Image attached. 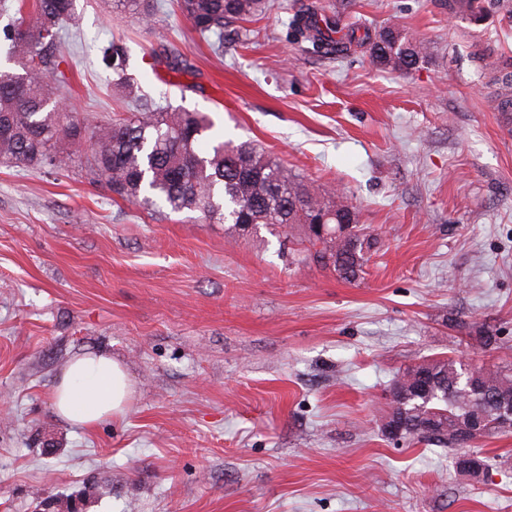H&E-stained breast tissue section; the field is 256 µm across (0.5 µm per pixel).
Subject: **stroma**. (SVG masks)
Wrapping results in <instances>:
<instances>
[{
    "label": "stroma",
    "mask_w": 512,
    "mask_h": 512,
    "mask_svg": "<svg viewBox=\"0 0 512 512\" xmlns=\"http://www.w3.org/2000/svg\"><path fill=\"white\" fill-rule=\"evenodd\" d=\"M159 2L144 28L77 0L70 111L89 128L120 112L97 48L121 40L151 96L342 192L379 249L349 283L297 262L282 229L157 219L80 168L0 163V512L92 478L112 492L88 512H512V432L478 441L475 481L447 450L380 430L408 365L474 368L484 330L512 348V113L493 104L512 0H271L219 55ZM308 4L356 36L345 55L291 36ZM386 26L428 42V62L374 65L360 39ZM171 48L188 72L154 63ZM100 350L135 396L87 430L51 395L72 357Z\"/></svg>",
    "instance_id": "obj_1"
}]
</instances>
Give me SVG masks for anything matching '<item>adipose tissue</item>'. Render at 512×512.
I'll return each mask as SVG.
<instances>
[{"instance_id": "ef3b65f1", "label": "adipose tissue", "mask_w": 512, "mask_h": 512, "mask_svg": "<svg viewBox=\"0 0 512 512\" xmlns=\"http://www.w3.org/2000/svg\"><path fill=\"white\" fill-rule=\"evenodd\" d=\"M134 395L124 365L96 351L76 356L62 368L54 388L56 414L86 428L125 414Z\"/></svg>"}]
</instances>
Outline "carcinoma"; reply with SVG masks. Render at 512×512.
I'll use <instances>...</instances> for the list:
<instances>
[{"label": "carcinoma", "mask_w": 512, "mask_h": 512, "mask_svg": "<svg viewBox=\"0 0 512 512\" xmlns=\"http://www.w3.org/2000/svg\"><path fill=\"white\" fill-rule=\"evenodd\" d=\"M179 11L202 37H224V28L263 11L265 0H176ZM120 10L148 27L152 0H117ZM35 20H15L0 28V46L20 71H0V160L15 166L50 170L68 168L75 156L56 150L61 139L79 140L86 127L61 104L66 84L59 70L63 32L80 29L76 0H34ZM335 25L321 20L315 7L295 20V31L317 50L342 54L346 42L331 40ZM101 64L115 75L114 97L128 114L94 127L93 152L87 172L120 199L155 215L164 205L173 213L198 212L205 219L228 223L250 233L263 225L304 229L296 249L304 262L333 266L339 277H360L370 258L371 235L354 225L348 237H336V214L349 217L351 205L338 195L325 198L314 185L291 175L250 142H219L203 153L198 144L212 129L203 112L172 109L146 93L128 74L129 55L121 41L100 48ZM428 45L399 31H379L371 43L372 60L387 69L408 73L425 63ZM392 399L381 423L389 437L454 451L466 447L458 435L471 418L488 423L481 436L496 428L491 405L512 395L509 365L475 367L469 371L452 358H428L411 364L394 379ZM100 486L87 482L77 496L58 504L65 512L96 502Z\"/></svg>", "instance_id": "cac0c4a2"}]
</instances>
